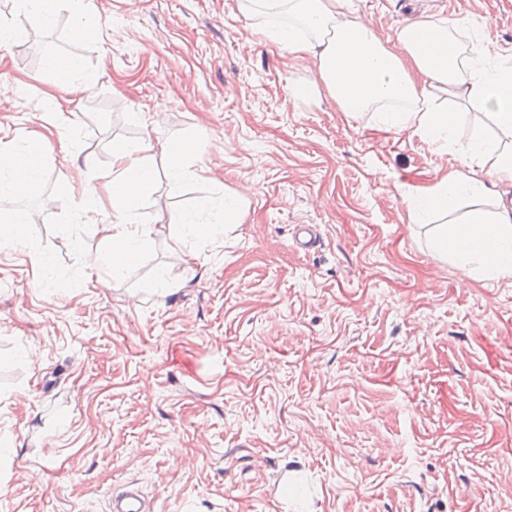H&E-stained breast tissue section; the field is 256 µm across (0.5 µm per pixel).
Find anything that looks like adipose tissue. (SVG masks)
I'll return each mask as SVG.
<instances>
[{
	"instance_id": "adipose-tissue-1",
	"label": "adipose tissue",
	"mask_w": 512,
	"mask_h": 512,
	"mask_svg": "<svg viewBox=\"0 0 512 512\" xmlns=\"http://www.w3.org/2000/svg\"><path fill=\"white\" fill-rule=\"evenodd\" d=\"M350 0H243L252 17L276 15L283 24L267 37L289 54L311 55L316 90L339 111L356 118L374 112L379 125L408 132L440 146L453 143L455 118L437 99L462 100L467 109L489 116L505 137L492 144L472 139L463 166L448 170L410 206L412 216L447 214L453 205L470 208L433 240L434 249L461 263L476 265L489 278L512 280V202L492 190L487 177L512 184V55L489 58L463 52L444 19L411 21L381 38L349 8ZM51 143L43 136L0 142V195H21L39 181ZM188 145L157 146L143 138L112 152V220L101 227L100 269L137 263L150 233L137 224L142 191L155 178L154 156H162L171 186L186 174Z\"/></svg>"
}]
</instances>
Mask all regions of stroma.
<instances>
[{
    "label": "stroma",
    "mask_w": 512,
    "mask_h": 512,
    "mask_svg": "<svg viewBox=\"0 0 512 512\" xmlns=\"http://www.w3.org/2000/svg\"><path fill=\"white\" fill-rule=\"evenodd\" d=\"M377 33L436 15L512 50V0H354ZM94 19L99 38L71 29ZM0 22V137L54 152L0 245V512H512V286L431 247L409 199L459 166L453 147L350 119L311 57L256 34L238 0H63L51 27L18 0ZM78 56L74 98L45 61ZM190 144L136 217L151 244L89 277L112 151ZM239 194L241 223L197 238L171 215ZM313 229L318 250L295 246ZM48 256L42 269L34 254ZM6 224L1 226L0 236L5 241L21 242L25 239L28 233L27 218L23 213H15L11 215L6 221ZM144 508L145 503L136 489L126 490L112 497L113 512H145Z\"/></svg>",
    "instance_id": "stroma-1"
}]
</instances>
